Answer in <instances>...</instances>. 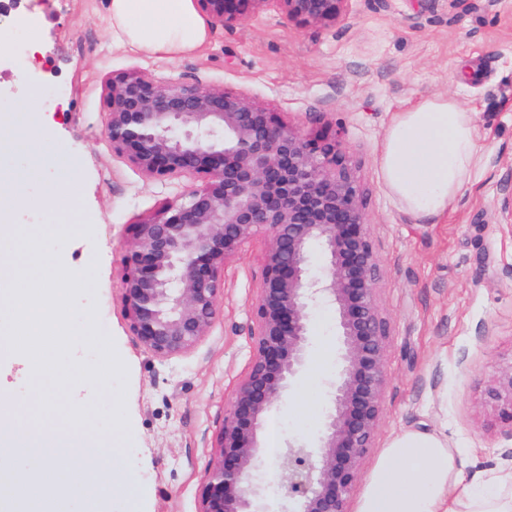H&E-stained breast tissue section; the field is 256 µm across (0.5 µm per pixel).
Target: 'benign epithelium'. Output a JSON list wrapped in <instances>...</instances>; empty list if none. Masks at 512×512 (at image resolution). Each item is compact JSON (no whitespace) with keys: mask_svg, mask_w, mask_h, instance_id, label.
<instances>
[{"mask_svg":"<svg viewBox=\"0 0 512 512\" xmlns=\"http://www.w3.org/2000/svg\"><path fill=\"white\" fill-rule=\"evenodd\" d=\"M194 3L224 27L274 7L299 26L329 28L346 18L350 0ZM105 96V134L117 154L149 178L192 179L133 224L124 257L125 315L146 351L160 360L193 351L215 320L227 264L266 236L252 359L225 410L199 512H265L258 479L264 419L306 365L309 312L320 304L336 311L339 366L321 436L290 441L278 456L280 512H346L382 412L389 336L349 148L336 132H300L242 89L134 69L112 76ZM487 395L512 426V369Z\"/></svg>","mask_w":512,"mask_h":512,"instance_id":"1","label":"benign epithelium"}]
</instances>
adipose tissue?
Segmentation results:
<instances>
[{"mask_svg":"<svg viewBox=\"0 0 512 512\" xmlns=\"http://www.w3.org/2000/svg\"><path fill=\"white\" fill-rule=\"evenodd\" d=\"M112 34L146 54L179 55L206 39L192 0H112ZM480 160L477 116L452 97H425L395 113L379 168L388 193L415 220L435 221L454 203ZM504 477L466 483L448 442L405 431L383 448L356 512H512Z\"/></svg>","mask_w":512,"mask_h":512,"instance_id":"obj_1","label":"adipose tissue"}]
</instances>
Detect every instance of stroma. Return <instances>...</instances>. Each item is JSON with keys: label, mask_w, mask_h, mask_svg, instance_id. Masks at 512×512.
Here are the masks:
<instances>
[{"label": "stroma", "mask_w": 512, "mask_h": 512, "mask_svg": "<svg viewBox=\"0 0 512 512\" xmlns=\"http://www.w3.org/2000/svg\"><path fill=\"white\" fill-rule=\"evenodd\" d=\"M111 7L22 0L0 16V110L29 107L37 136L30 152L0 150V169L36 163L41 173L16 187L10 225L17 234L74 229L60 260L68 269L95 264V293L78 305H96L99 328L127 369L128 434L97 422L83 432L121 445L128 486L93 499L69 485L57 512H198L224 411L252 354L261 236L227 266L217 318L193 352L159 360L129 330L121 284L131 225L188 185L144 177L103 132L104 84L135 68L245 90L307 134L342 129L368 195L382 270L375 296L389 323L383 410L361 469L370 473L395 435L417 429L446 439L474 483L512 472V426L487 397L512 366V235L500 227V204L512 192V0H460L453 9L448 0H353L348 18L331 28L299 27L270 8L231 28L207 22L205 42L173 59L116 42ZM25 15L40 20V49L20 55L6 33ZM448 96L477 113L481 159L448 213L419 223L384 188L381 143L408 103ZM54 181L70 190L67 209L43 202ZM85 225L91 236L80 234ZM335 324L330 307L310 313L308 363L266 417L280 445L320 434L338 369ZM32 380L28 357L0 358V390L28 418L38 415Z\"/></svg>", "instance_id": "obj_1"}]
</instances>
